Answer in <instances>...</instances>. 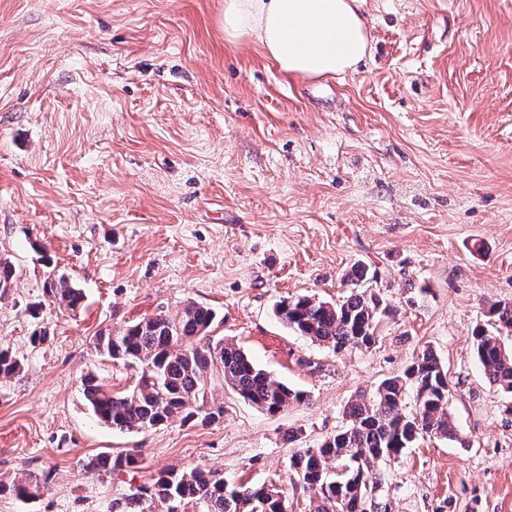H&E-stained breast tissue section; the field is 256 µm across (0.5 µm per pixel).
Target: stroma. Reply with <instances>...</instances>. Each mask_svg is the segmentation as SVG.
<instances>
[{
	"instance_id": "35a3bbf8",
	"label": "stroma",
	"mask_w": 512,
	"mask_h": 512,
	"mask_svg": "<svg viewBox=\"0 0 512 512\" xmlns=\"http://www.w3.org/2000/svg\"><path fill=\"white\" fill-rule=\"evenodd\" d=\"M224 0H0V481L45 474L0 512H112L169 468L281 485L344 424L343 409L432 348L448 370L460 442L428 438L382 465L391 512H512V394L489 382L472 331L512 302V0H365L357 71L291 78L254 42L224 40ZM394 309L375 345L334 353L275 315L335 301L354 263ZM63 274L85 299L44 292ZM216 335L305 393L267 414L224 387V415L124 434L81 390L135 369L90 345L105 328L186 302ZM50 330L42 344L34 329ZM297 431L299 442L288 439ZM112 450L138 467L90 472ZM44 289L53 303L72 311H76L83 300L81 289L64 276L50 275L45 282Z\"/></svg>"
}]
</instances>
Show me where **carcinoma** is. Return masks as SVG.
Segmentation results:
<instances>
[{
  "instance_id": "1",
  "label": "carcinoma",
  "mask_w": 512,
  "mask_h": 512,
  "mask_svg": "<svg viewBox=\"0 0 512 512\" xmlns=\"http://www.w3.org/2000/svg\"><path fill=\"white\" fill-rule=\"evenodd\" d=\"M375 273L363 264L352 267L342 300L312 296L277 303L275 315L289 329L336 353L369 349L376 343L383 318L393 309L369 284ZM52 302L76 310L81 289L64 276H50L44 285ZM214 311L196 303L170 316L160 312L118 330L96 333L90 344L102 358L140 368L130 390L112 391L97 376L83 380L87 405L102 423L134 433L179 418L212 422L224 413L216 403L214 380L259 409L276 414L304 394L289 389L259 368L238 345L211 336ZM512 330V302L488 304L487 321L472 332L478 361L489 381L512 393V350L501 343V331ZM20 358L0 349V378L21 371ZM414 407L406 410L407 394ZM450 384L441 360L431 349L414 358L403 374L383 380L371 397L364 395L343 409L346 425L314 448H301L290 469L317 500L316 512H381L369 500L367 488L379 486L381 464L400 456L425 437L465 442L458 437L449 410ZM137 465L121 454H102L83 461L91 472L110 473ZM47 477L23 475L0 482V496L35 500ZM205 504L203 512H288L286 496L276 484L236 485L211 470L172 467L146 485L135 488L112 505V512H173L191 501Z\"/></svg>"
}]
</instances>
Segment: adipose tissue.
Returning <instances> with one entry per match:
<instances>
[{"mask_svg":"<svg viewBox=\"0 0 512 512\" xmlns=\"http://www.w3.org/2000/svg\"><path fill=\"white\" fill-rule=\"evenodd\" d=\"M220 24L225 41H257L291 77L356 71L369 49L362 0H224Z\"/></svg>","mask_w":512,"mask_h":512,"instance_id":"obj_1","label":"adipose tissue"}]
</instances>
